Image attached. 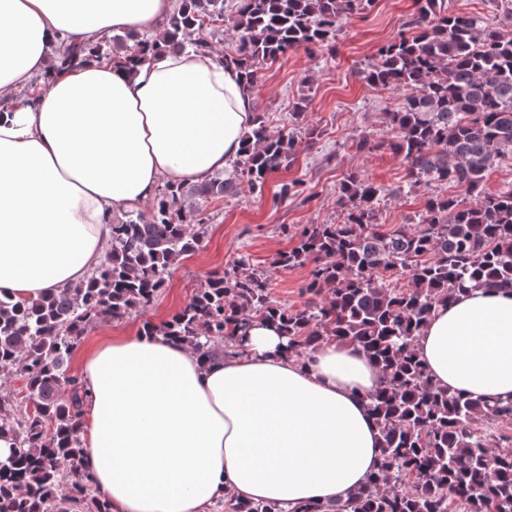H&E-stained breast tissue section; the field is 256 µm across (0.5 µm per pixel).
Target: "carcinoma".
I'll use <instances>...</instances> for the list:
<instances>
[{
    "label": "carcinoma",
    "instance_id": "1",
    "mask_svg": "<svg viewBox=\"0 0 512 512\" xmlns=\"http://www.w3.org/2000/svg\"><path fill=\"white\" fill-rule=\"evenodd\" d=\"M371 0H181L155 33L114 35L93 47L143 64L161 50H210L216 20L237 33L234 64L253 90L263 66L299 48L331 43L343 16ZM414 17L382 46L367 80L404 92L388 113L395 138L366 136L358 152L384 147L402 158L410 187L451 184L471 197L435 196L410 231L381 229L382 189L356 175L342 183L341 224H309L279 255L287 268L313 263L302 308L275 302L270 276L240 261L215 274L158 330L201 355L228 353L251 319H277L303 358L328 339L360 345L383 385L369 408L383 457L366 487L342 504L295 512H512V450L486 423L512 424V404L490 405L438 388L415 342L436 306L472 288L512 290V189L489 194L488 172L512 157V30L448 11L447 0H415ZM244 147L228 175L165 182L149 212L113 216L109 247L88 283L27 303L0 298V373L19 375L25 395L0 394V438L15 444L0 462V512H111L81 467L83 394L68 362L87 329L154 303L169 270L207 233L203 207L247 182L260 189L290 165L297 142L269 130L254 109ZM323 296L320 302L315 301ZM224 512H278L267 502L224 501Z\"/></svg>",
    "mask_w": 512,
    "mask_h": 512
}]
</instances>
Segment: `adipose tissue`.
Masks as SVG:
<instances>
[{"instance_id":"obj_1","label":"adipose tissue","mask_w":512,"mask_h":512,"mask_svg":"<svg viewBox=\"0 0 512 512\" xmlns=\"http://www.w3.org/2000/svg\"><path fill=\"white\" fill-rule=\"evenodd\" d=\"M177 0H0V294L40 298L89 279L114 214L163 182L197 183L237 157L252 120L244 79L213 51L145 64L90 55L151 33ZM76 54L50 70L49 56ZM416 351L435 384L512 402V293L441 305ZM83 467L111 512H212L225 498L345 502L382 453L369 397L383 383L360 346L304 359L277 325L250 321L216 360L140 328L104 336L80 363Z\"/></svg>"}]
</instances>
